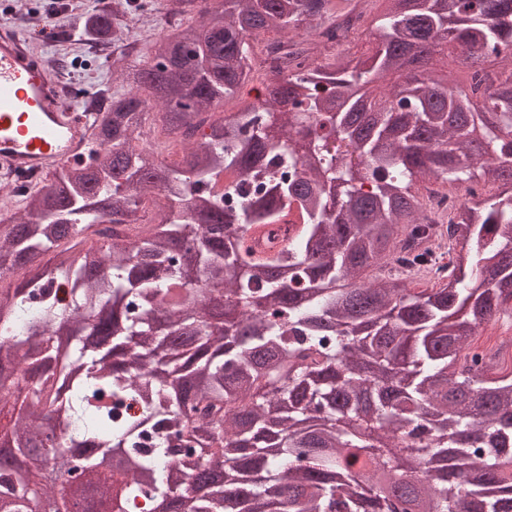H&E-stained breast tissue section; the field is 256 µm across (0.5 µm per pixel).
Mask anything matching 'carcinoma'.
<instances>
[{
    "instance_id": "cac0c4a2",
    "label": "carcinoma",
    "mask_w": 512,
    "mask_h": 512,
    "mask_svg": "<svg viewBox=\"0 0 512 512\" xmlns=\"http://www.w3.org/2000/svg\"><path fill=\"white\" fill-rule=\"evenodd\" d=\"M360 2L164 0L145 38L152 0L98 5L127 89L86 161L0 206V281L23 274L0 287V512H69L75 471L110 497L114 460L123 512H512V369L473 342L512 318V0ZM353 16L365 54L314 39ZM268 33L282 68L214 118ZM446 49L468 85L428 67ZM149 125L178 159L137 145ZM476 176L497 192L450 213L414 190ZM440 223L456 249L414 288ZM402 456L423 468L397 503L378 475Z\"/></svg>"
}]
</instances>
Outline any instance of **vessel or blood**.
<instances>
[{
    "mask_svg": "<svg viewBox=\"0 0 512 512\" xmlns=\"http://www.w3.org/2000/svg\"><path fill=\"white\" fill-rule=\"evenodd\" d=\"M55 74L27 38L0 25V172L49 179L84 157L90 113L56 94Z\"/></svg>",
    "mask_w": 512,
    "mask_h": 512,
    "instance_id": "vessel-or-blood-1",
    "label": "vessel or blood"
}]
</instances>
